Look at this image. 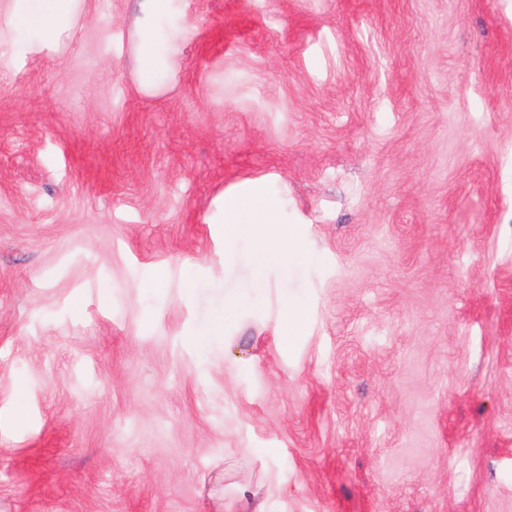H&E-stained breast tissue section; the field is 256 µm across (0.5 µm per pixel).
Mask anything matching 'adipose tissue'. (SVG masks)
Here are the masks:
<instances>
[{
	"label": "adipose tissue",
	"mask_w": 512,
	"mask_h": 512,
	"mask_svg": "<svg viewBox=\"0 0 512 512\" xmlns=\"http://www.w3.org/2000/svg\"><path fill=\"white\" fill-rule=\"evenodd\" d=\"M82 0H5L0 8V28L11 30L20 47L53 51L75 27ZM170 0H143L138 32V73L141 86L155 87L167 79L171 64L164 38L155 20L168 11ZM280 202L267 178L248 181L240 190L227 194L219 205L217 223L225 241L249 236L257 247L256 260L276 259L290 263L299 252L293 230L279 221Z\"/></svg>",
	"instance_id": "1"
}]
</instances>
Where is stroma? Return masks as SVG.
<instances>
[{"mask_svg":"<svg viewBox=\"0 0 512 512\" xmlns=\"http://www.w3.org/2000/svg\"><path fill=\"white\" fill-rule=\"evenodd\" d=\"M80 11L0 34V512H512V0H170L155 89ZM280 202L269 189L268 180L258 177L240 190L225 194L215 224H224V241L248 235L257 247L258 274L254 286L262 283L260 269L265 259H279L288 265L299 256L293 230L279 222ZM306 324V311L301 304H294L293 309L287 311L281 317L278 324V336L283 347L292 345L295 339L301 335ZM235 312V308L224 305L223 310L216 312L208 321L196 328L190 339L201 357L207 355L210 345L215 339L223 336L224 323H226V320L230 319Z\"/></svg>","mask_w":512,"mask_h":512,"instance_id":"stroma-1","label":"stroma"}]
</instances>
